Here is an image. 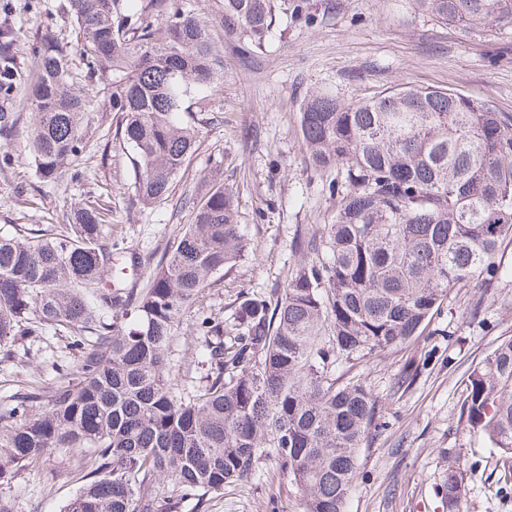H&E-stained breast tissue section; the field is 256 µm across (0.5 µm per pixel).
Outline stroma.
<instances>
[{"mask_svg":"<svg viewBox=\"0 0 512 512\" xmlns=\"http://www.w3.org/2000/svg\"><path fill=\"white\" fill-rule=\"evenodd\" d=\"M302 17L277 15L264 47L244 51L239 34L224 29V0H174L207 30L223 77L197 126L196 150L185 161L171 196L140 204L134 189L132 149L120 140L113 113L90 98L92 124L79 177L62 185L36 178L28 160L30 118L0 137V235L26 228L29 235L69 231L79 207L108 210L103 245L136 256L137 268L117 261L126 287L141 288L157 262L189 224L184 197L197 196L204 174L220 170L236 196L238 222L251 250L243 262L216 275L197 305L223 320L245 294L271 296L296 258L293 237L333 223L336 198L329 186L336 169H312L299 130L307 96L328 92L359 101L399 85L451 89L512 113V29L463 30L439 22L414 0H306ZM0 27L12 33L17 72L0 91V112L23 109L24 88L35 72V37L50 29L71 40L67 0H0ZM498 281L478 282L449 294L421 334L369 361L340 364V382L359 379L381 401V425L363 443L347 512H447L446 473L459 464L463 512H512V459L470 431L462 413L472 368L512 338V242L504 241ZM477 309L476 319L465 313ZM0 354V414L12 393L51 386L73 372L81 357L69 337L47 330L18 336ZM197 340L178 330L169 352L177 382L201 383L206 365ZM77 484L61 453L39 469L0 479V496L14 512H62ZM305 498L287 469L261 460L255 475L208 494L204 512H305Z\"/></svg>","mask_w":512,"mask_h":512,"instance_id":"1","label":"stroma"}]
</instances>
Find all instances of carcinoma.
Returning a JSON list of instances; mask_svg holds the SVG:
<instances>
[{
  "label": "carcinoma",
  "instance_id": "1",
  "mask_svg": "<svg viewBox=\"0 0 512 512\" xmlns=\"http://www.w3.org/2000/svg\"><path fill=\"white\" fill-rule=\"evenodd\" d=\"M417 5L447 24L512 28V0ZM278 8L299 16L306 3L224 0V24L259 48ZM67 9L74 45L38 33L25 90L36 176H77L89 83L135 153L140 202L168 199L197 140L184 102L221 79L205 28L167 0H68ZM10 39L0 35V72L12 76ZM74 47L89 66L82 83ZM299 126L309 163L341 172L336 220L296 238L299 261L275 299L244 295L224 322L196 313L190 328L209 369L193 391L172 379L168 345L211 279L248 253L232 189L216 182L192 202L191 223L138 292L96 288L112 275L104 207L78 209L72 237H0V345L55 328L83 349L75 378L62 375L48 402L42 387L12 395L0 416V479L61 451L81 483L64 512H170L164 480L202 512L206 494L249 478L271 448L306 512H346L380 404L362 383H338L336 361L409 341L453 289L503 276L512 113L401 84L350 103L313 92ZM463 405L469 426L512 458V339L468 374ZM446 480L448 512H462L460 467L448 466Z\"/></svg>",
  "mask_w": 512,
  "mask_h": 512
}]
</instances>
